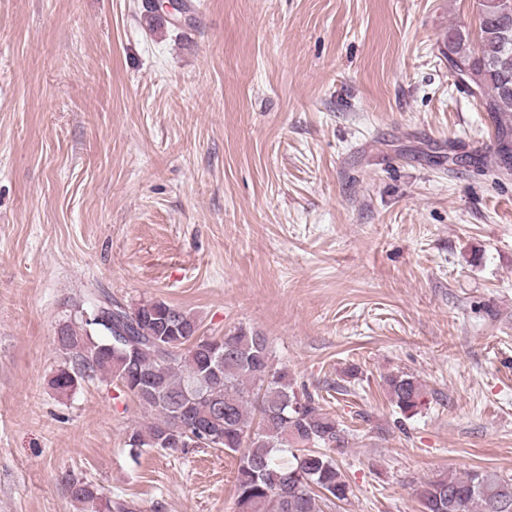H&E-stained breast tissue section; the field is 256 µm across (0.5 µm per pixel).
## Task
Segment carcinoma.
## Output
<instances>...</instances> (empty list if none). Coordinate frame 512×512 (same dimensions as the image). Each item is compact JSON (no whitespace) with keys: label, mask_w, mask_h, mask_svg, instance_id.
<instances>
[{"label":"carcinoma","mask_w":512,"mask_h":512,"mask_svg":"<svg viewBox=\"0 0 512 512\" xmlns=\"http://www.w3.org/2000/svg\"><path fill=\"white\" fill-rule=\"evenodd\" d=\"M477 39L448 32L445 55L454 72L478 90L496 120L493 163L512 173V15L496 0H476ZM97 317L74 316L61 328L67 361L51 379L60 393L101 378L133 396L144 413L128 435L133 456L166 449L173 436L198 448L237 455V512H321L319 503L348 499L351 486L336 460L318 447H345L335 416L300 393L286 367L271 362L265 336L239 326L198 345L196 316L160 300L130 308L102 291L88 299ZM390 404L405 416L426 405L425 385L411 374L385 378ZM219 440L209 443L204 432ZM71 496L84 512H133L129 501L73 480ZM421 512H512V479L474 470L439 476L418 490Z\"/></svg>","instance_id":"obj_1"}]
</instances>
